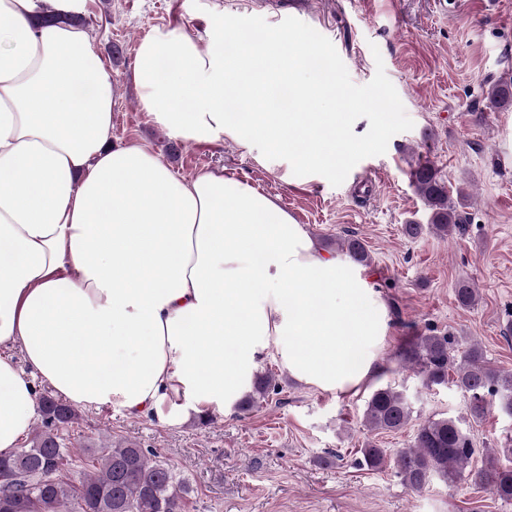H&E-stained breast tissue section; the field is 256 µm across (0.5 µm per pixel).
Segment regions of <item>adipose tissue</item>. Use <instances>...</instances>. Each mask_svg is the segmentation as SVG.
<instances>
[{
	"instance_id": "1",
	"label": "adipose tissue",
	"mask_w": 512,
	"mask_h": 512,
	"mask_svg": "<svg viewBox=\"0 0 512 512\" xmlns=\"http://www.w3.org/2000/svg\"><path fill=\"white\" fill-rule=\"evenodd\" d=\"M46 4L57 21L34 25ZM85 5L0 0V456L38 415L37 377L69 402L162 422L180 401L232 410L269 358L335 396L374 382L389 308L370 273L251 185L186 180L138 141L113 144L115 83L70 21ZM312 51L297 32L228 53L223 33L161 27L133 78L178 138L246 132L335 172L348 114L333 82L304 78ZM231 99L253 108L229 119Z\"/></svg>"
}]
</instances>
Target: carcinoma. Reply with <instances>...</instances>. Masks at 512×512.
I'll return each mask as SVG.
<instances>
[{
  "label": "carcinoma",
  "instance_id": "carcinoma-1",
  "mask_svg": "<svg viewBox=\"0 0 512 512\" xmlns=\"http://www.w3.org/2000/svg\"><path fill=\"white\" fill-rule=\"evenodd\" d=\"M508 87L494 85L487 92L488 107L494 110L507 99ZM418 195L429 210V228L444 234L463 232L460 204L463 192L450 195L448 185L430 163L414 171ZM337 250L362 266L371 263L365 244L348 237ZM455 300L463 310L479 301L478 289L460 280ZM452 336H420L404 349L426 386L448 382L467 396L469 420L480 423L491 414V397L499 396V409L512 416V374L503 375L485 360L483 350L471 344L461 359L452 355ZM273 384L270 374L256 377L251 394L238 403L247 410L265 399ZM42 421L32 431L31 446L11 457H0V512H182L186 487L168 463L136 443L104 445L94 450L93 471L78 483L65 480L77 457L63 448L54 428L72 422L75 409L51 395L41 398ZM413 420L411 403L402 391L390 385L375 389L364 411L363 423L371 431H399ZM362 463L372 470L393 464L403 485L420 492L437 476L450 486L470 480L486 487L500 500L512 501V462L490 461L485 468L473 467L475 448L468 432L452 417L428 419L417 424L410 447L396 458L371 441L360 449Z\"/></svg>",
  "mask_w": 512,
  "mask_h": 512
}]
</instances>
